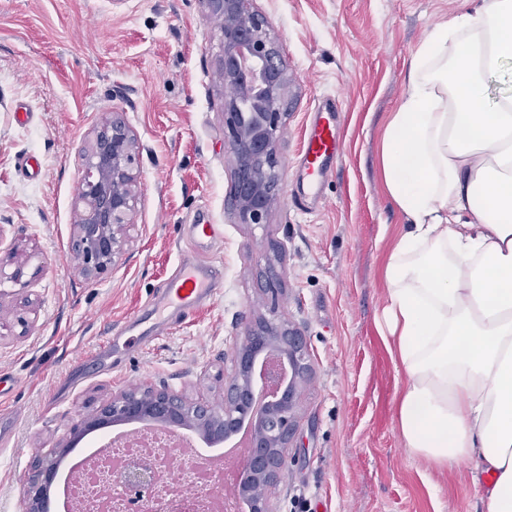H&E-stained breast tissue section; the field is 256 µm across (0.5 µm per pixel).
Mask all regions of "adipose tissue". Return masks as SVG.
<instances>
[{"mask_svg":"<svg viewBox=\"0 0 512 512\" xmlns=\"http://www.w3.org/2000/svg\"><path fill=\"white\" fill-rule=\"evenodd\" d=\"M512 0L435 24L383 128L380 179L405 216L385 261L378 326L404 375V448L490 481L512 512Z\"/></svg>","mask_w":512,"mask_h":512,"instance_id":"ef3b65f1","label":"adipose tissue"}]
</instances>
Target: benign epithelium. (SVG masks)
<instances>
[{
  "mask_svg": "<svg viewBox=\"0 0 512 512\" xmlns=\"http://www.w3.org/2000/svg\"><path fill=\"white\" fill-rule=\"evenodd\" d=\"M204 2L222 21L219 79L234 88L224 98L231 210L241 223L263 226L280 201L278 143L286 115L287 65L268 18L253 8V0ZM137 153L136 137L122 113H104L84 156L82 208L75 220L74 258L89 278L109 271L128 242L136 204ZM311 375L303 332L286 321L258 316L244 326L234 372L224 379L222 409L164 386H149L112 396L98 413L80 418L71 433L153 420L220 438L235 434L246 422L252 452L236 468L237 499L249 512H273L271 490L287 464L299 426L297 393ZM54 476L52 463L36 460L24 512H45L44 498ZM157 477L150 467L133 463L124 468L121 481L136 501L150 495Z\"/></svg>",
  "mask_w": 512,
  "mask_h": 512,
  "instance_id": "obj_1",
  "label": "benign epithelium"
}]
</instances>
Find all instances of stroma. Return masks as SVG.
I'll list each match as a JSON object with an SVG mask.
<instances>
[{"mask_svg": "<svg viewBox=\"0 0 512 512\" xmlns=\"http://www.w3.org/2000/svg\"><path fill=\"white\" fill-rule=\"evenodd\" d=\"M288 66L278 154L282 202L266 226L231 211V153L218 78L221 24L203 0H0V512H23L32 462L113 394L164 385L212 406L246 321L276 310L314 368L299 396L278 512H482L473 465L410 455L402 385L376 325L381 268L402 215L378 174L379 135L430 27L471 0H254ZM340 99L344 152L313 213L294 204L310 112ZM138 143L132 240L87 278L73 256L83 157L103 113ZM217 225L205 245L195 224ZM283 251L284 292L264 301L257 261ZM224 259L221 292L196 317L153 304L182 259ZM19 281H12L15 268ZM151 336L126 350L112 336Z\"/></svg>", "mask_w": 512, "mask_h": 512, "instance_id": "1", "label": "stroma"}]
</instances>
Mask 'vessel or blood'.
Here are the masks:
<instances>
[{
	"mask_svg": "<svg viewBox=\"0 0 512 512\" xmlns=\"http://www.w3.org/2000/svg\"><path fill=\"white\" fill-rule=\"evenodd\" d=\"M339 113L335 100H325L313 112L306 129L298 169L307 195L315 200L322 199L324 180L342 156ZM212 269L209 263H181L163 290L162 307L176 311L181 320L191 319L201 303L213 298L221 286Z\"/></svg>",
	"mask_w": 512,
	"mask_h": 512,
	"instance_id": "1",
	"label": "vessel or blood"
}]
</instances>
